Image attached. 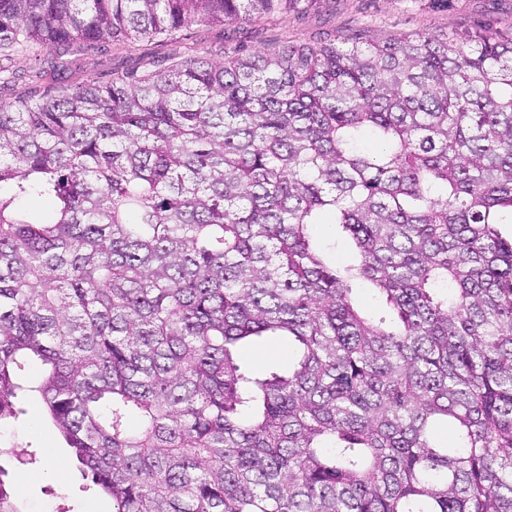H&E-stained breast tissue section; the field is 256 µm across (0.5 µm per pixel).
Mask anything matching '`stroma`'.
Here are the masks:
<instances>
[{
	"label": "stroma",
	"instance_id": "stroma-1",
	"mask_svg": "<svg viewBox=\"0 0 512 512\" xmlns=\"http://www.w3.org/2000/svg\"><path fill=\"white\" fill-rule=\"evenodd\" d=\"M418 32L512 36V0H313L251 21L193 25L156 44L106 41L62 57L36 46L9 60L15 76L0 83V104L37 100L89 80L107 84L131 72L160 74L195 56L220 63L288 42L384 41ZM22 408L17 418L0 424V444L14 451L0 464L10 473L23 512H112L111 501L95 495L91 480L71 463L54 427L41 418L38 393H28ZM55 459L62 467L54 477H26L25 468L39 472Z\"/></svg>",
	"mask_w": 512,
	"mask_h": 512
}]
</instances>
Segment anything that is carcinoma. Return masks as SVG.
<instances>
[{
    "label": "carcinoma",
    "mask_w": 512,
    "mask_h": 512,
    "mask_svg": "<svg viewBox=\"0 0 512 512\" xmlns=\"http://www.w3.org/2000/svg\"><path fill=\"white\" fill-rule=\"evenodd\" d=\"M314 2L0 0V53ZM325 213L358 263L313 241ZM500 224L494 33L193 57L0 104V423L39 363L45 417L112 512H512ZM356 280L392 317L362 314ZM264 337L295 343L288 365L242 362ZM7 474L0 512H22Z\"/></svg>",
    "instance_id": "obj_1"
}]
</instances>
